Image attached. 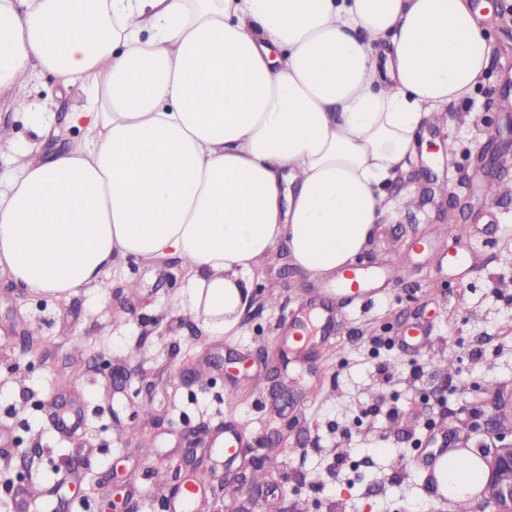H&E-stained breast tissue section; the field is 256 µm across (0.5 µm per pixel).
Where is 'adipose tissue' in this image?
I'll return each mask as SVG.
<instances>
[{
  "label": "adipose tissue",
  "instance_id": "adipose-tissue-1",
  "mask_svg": "<svg viewBox=\"0 0 512 512\" xmlns=\"http://www.w3.org/2000/svg\"><path fill=\"white\" fill-rule=\"evenodd\" d=\"M489 63L467 0H0V93L85 94L83 141L0 189V266L59 295L174 256L184 309L230 332L280 240L324 280L354 261Z\"/></svg>",
  "mask_w": 512,
  "mask_h": 512
}]
</instances>
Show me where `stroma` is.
Listing matches in <instances>:
<instances>
[{"label": "stroma", "mask_w": 512, "mask_h": 512, "mask_svg": "<svg viewBox=\"0 0 512 512\" xmlns=\"http://www.w3.org/2000/svg\"><path fill=\"white\" fill-rule=\"evenodd\" d=\"M468 2L490 67L465 103L448 104L445 123L418 130L387 189L397 208L373 225L355 259L374 270L396 256L402 272L369 302L336 305L328 357L279 343L289 310L322 286L291 263L283 241L259 260L249 305L227 334L183 311L192 273L175 258L118 257L101 287L61 296L23 288L0 267V427L17 442L0 455V512H13L18 452L41 449L26 476L37 487L54 483L80 443L92 453L70 512H99L116 487L131 512H164L167 459L207 447L229 426L248 437L236 473L249 474L255 456L275 459L267 482L279 490L277 512H452L429 468L392 460L431 453L439 433L477 447L468 413L488 388L512 394V268L499 262L512 253V162L495 172L492 197L475 168L487 123H506L512 0ZM81 102L80 89L46 75L28 88L24 108H0V126L14 129L29 158L42 159L82 139L70 121ZM30 109L50 113L46 134L29 126ZM449 228L468 246L464 268L449 267L438 243ZM414 326L425 335L419 352L389 346ZM132 349L139 357L131 361ZM451 352L459 370L447 379L434 360ZM123 363L131 374L118 392L110 368ZM278 384L295 392L292 403L273 397ZM64 397L82 402V438L47 418ZM146 440L153 456L140 451Z\"/></svg>", "instance_id": "35a3bbf8"}]
</instances>
